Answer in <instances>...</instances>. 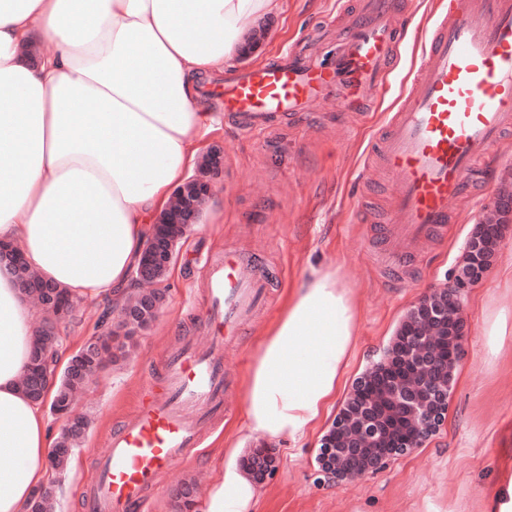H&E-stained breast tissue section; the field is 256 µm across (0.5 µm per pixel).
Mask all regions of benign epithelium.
<instances>
[{
  "label": "benign epithelium",
  "instance_id": "1",
  "mask_svg": "<svg viewBox=\"0 0 512 512\" xmlns=\"http://www.w3.org/2000/svg\"><path fill=\"white\" fill-rule=\"evenodd\" d=\"M212 179L198 173L187 178L175 190L174 204L163 213L160 224H176L187 231L198 223L206 199L213 194ZM501 202L496 199L485 207L468 245L467 268L452 283L433 290L419 299L401 324L397 335L405 337V353L398 366L377 372L372 365L358 380L353 395L360 396L358 414L341 417L321 442L320 471L329 479H354L373 471L386 461L420 446V440L432 435L441 425L448 392L435 381V372L448 356L460 358L463 332L461 296L486 274L490 259L503 240L498 220ZM0 259L18 268L24 259L14 245H0ZM171 248L153 233L141 256L139 267H168ZM44 309L61 321L64 311L56 292L42 290ZM99 353L104 366L112 350V337L100 336L89 344ZM53 414L64 417L65 429L77 434L82 425L78 415L58 403ZM255 476L263 480L276 470V457L268 448H256L248 458Z\"/></svg>",
  "mask_w": 512,
  "mask_h": 512
}]
</instances>
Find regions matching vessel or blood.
<instances>
[{
    "label": "vessel or blood",
    "instance_id": "1",
    "mask_svg": "<svg viewBox=\"0 0 512 512\" xmlns=\"http://www.w3.org/2000/svg\"><path fill=\"white\" fill-rule=\"evenodd\" d=\"M396 0H356L327 61L295 50L224 82V119L263 130L321 105L365 112L375 103L403 41ZM512 130V0H448L432 23L403 101L373 136L369 160L387 184L385 236L405 262L448 232L457 204L484 181L492 147ZM264 272L238 249L207 258L201 338L164 356L161 386H147L136 415L98 453L84 512H142L160 478L198 447L224 413L237 336L265 293Z\"/></svg>",
    "mask_w": 512,
    "mask_h": 512
}]
</instances>
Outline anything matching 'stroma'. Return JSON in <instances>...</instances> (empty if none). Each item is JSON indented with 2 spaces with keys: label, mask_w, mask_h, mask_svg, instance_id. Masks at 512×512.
Segmentation results:
<instances>
[{
  "label": "stroma",
  "mask_w": 512,
  "mask_h": 512,
  "mask_svg": "<svg viewBox=\"0 0 512 512\" xmlns=\"http://www.w3.org/2000/svg\"><path fill=\"white\" fill-rule=\"evenodd\" d=\"M408 21L407 45L389 87L379 92L368 115L350 113L344 132L336 115L310 112L300 124L280 123L274 129L249 132L233 125L207 136L205 149L224 151L215 177L217 201L205 207L199 224L179 243L173 263L177 278L168 281L157 319L130 342L126 354L92 379L78 404L90 428L72 452L68 466L55 480L54 512H83L96 455L113 428L135 412L150 380L161 378L165 349L194 332L190 308L201 305L203 266L207 256L232 246L245 250L273 277L264 306L242 328L240 362L233 375L235 389L228 411L204 447L192 449L178 468L177 480H162L149 497L147 512H176L181 482L204 490L214 475L216 457L226 438L245 418L244 382L263 328L280 312L291 288L311 268L342 266L361 311L358 334L344 376V390L327 414L323 427L301 439L274 447L277 469L265 486L258 512H488L489 492L512 476V335L504 337L498 362H489L482 334L484 317L512 302L497 269L464 298L463 355L465 381L454 382L445 419L421 446L381 468L352 480H330L319 472L321 440L331 428L357 378L384 354L390 339L418 300L433 288L451 282L462 264L472 229L485 207L512 184V136L493 150L495 174L477 198L458 207V219L443 239L429 240L416 262L400 278L386 273V258L368 225L359 223V205L379 210L385 195L376 186L382 171H365L370 138L388 112L402 101L414 75L428 19L448 0H399ZM348 0H281V13L258 59L234 62L213 74L204 100L211 111L223 109L215 88L224 75L274 61L294 44L311 42L315 53L330 56V43L314 42L325 26L343 19ZM106 302L80 304L72 321L61 324L64 348L75 353L96 336L105 335L114 319L105 318Z\"/></svg>",
  "instance_id": "1"
}]
</instances>
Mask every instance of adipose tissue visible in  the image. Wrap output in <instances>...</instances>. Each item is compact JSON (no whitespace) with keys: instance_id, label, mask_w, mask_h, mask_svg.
Returning <instances> with one entry per match:
<instances>
[{"instance_id":"obj_1","label":"adipose tissue","mask_w":512,"mask_h":512,"mask_svg":"<svg viewBox=\"0 0 512 512\" xmlns=\"http://www.w3.org/2000/svg\"><path fill=\"white\" fill-rule=\"evenodd\" d=\"M279 0H0V243L78 301L122 306L155 217L224 125L198 82L269 31ZM359 306L336 264L294 287L260 337L245 421L195 512H255L242 449L319 425L349 364ZM41 315L0 266V512L49 482L53 437L22 380Z\"/></svg>"}]
</instances>
